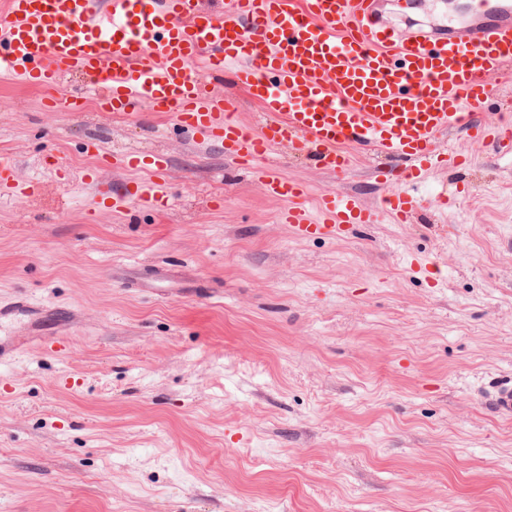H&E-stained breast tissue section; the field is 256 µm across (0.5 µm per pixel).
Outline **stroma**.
I'll return each instance as SVG.
<instances>
[{
  "instance_id": "obj_1",
  "label": "stroma",
  "mask_w": 512,
  "mask_h": 512,
  "mask_svg": "<svg viewBox=\"0 0 512 512\" xmlns=\"http://www.w3.org/2000/svg\"><path fill=\"white\" fill-rule=\"evenodd\" d=\"M45 97L0 80V154L37 184L0 198V302L80 323L67 352L0 366V512H512V419L489 402L512 377L511 158L479 147L418 185L469 183L448 214L300 241L173 118ZM90 140L166 153L168 209L99 210L78 173L128 174ZM275 160L315 195H381L360 154L340 178Z\"/></svg>"
}]
</instances>
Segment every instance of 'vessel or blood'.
Wrapping results in <instances>:
<instances>
[{"label": "vessel or blood", "instance_id": "b4317fda", "mask_svg": "<svg viewBox=\"0 0 512 512\" xmlns=\"http://www.w3.org/2000/svg\"><path fill=\"white\" fill-rule=\"evenodd\" d=\"M383 0H0V76L52 90L49 112L101 111L133 121L142 107L173 117L199 144L253 164L267 196L285 202L279 215L295 238L348 239L394 219L409 224L423 199L414 184L474 155L440 151L453 130L470 142L512 156V123L486 124L477 112L491 96L488 76H512V0H462L447 23L398 29L382 19ZM231 75L263 109L256 126L213 94ZM85 89L63 93L68 78ZM384 155L376 172L383 193L366 203L356 192L322 191L316 208L308 188L268 164L277 150L310 156L343 175L347 146ZM115 167L140 171L116 194L84 174L113 211L163 208L166 154H122ZM34 182L0 159V195L24 196ZM45 317L26 295L0 303V328L18 314ZM495 414L512 419V379L494 387Z\"/></svg>", "mask_w": 512, "mask_h": 512}]
</instances>
